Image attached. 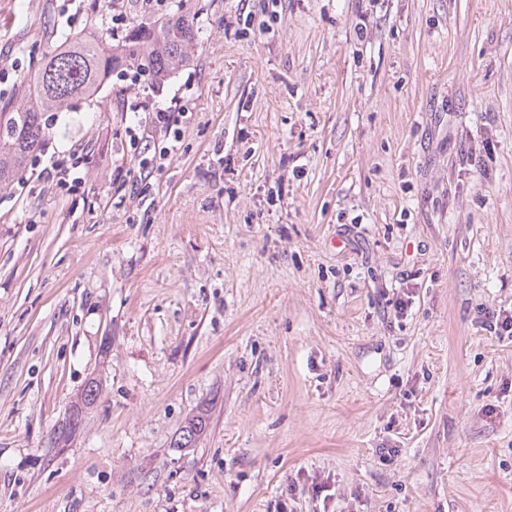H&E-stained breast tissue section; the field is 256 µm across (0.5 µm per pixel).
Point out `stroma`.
Segmentation results:
<instances>
[{"label": "stroma", "mask_w": 512, "mask_h": 512, "mask_svg": "<svg viewBox=\"0 0 512 512\" xmlns=\"http://www.w3.org/2000/svg\"><path fill=\"white\" fill-rule=\"evenodd\" d=\"M177 2L0 0V103L47 32ZM187 6L191 65L51 116L79 191L0 186V512H512L479 313L512 312V0ZM148 98L186 103L178 150L113 183ZM97 396L88 399L87 397L83 396V393L80 395V400L78 402H75L74 405H72V408L69 413L68 421L66 422V425L62 427V429L58 433V437H56V440H61V438L65 437V434L68 432H71L72 430H75L79 425L81 424L83 412L84 409L89 408L95 404L97 397L100 392V385L97 381Z\"/></svg>", "instance_id": "stroma-1"}]
</instances>
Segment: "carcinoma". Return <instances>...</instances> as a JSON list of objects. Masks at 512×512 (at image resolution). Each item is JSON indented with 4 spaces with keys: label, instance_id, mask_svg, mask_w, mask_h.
I'll list each match as a JSON object with an SVG mask.
<instances>
[{
    "label": "carcinoma",
    "instance_id": "obj_1",
    "mask_svg": "<svg viewBox=\"0 0 512 512\" xmlns=\"http://www.w3.org/2000/svg\"><path fill=\"white\" fill-rule=\"evenodd\" d=\"M200 20L179 9L153 23L139 24L117 45L73 32L44 55L37 71L21 81L19 98L0 106V185L21 176L49 133L47 114L68 112L77 100L104 99L103 87L116 70L138 69L161 82L190 65ZM96 398L80 396L56 440L79 427Z\"/></svg>",
    "mask_w": 512,
    "mask_h": 512
}]
</instances>
